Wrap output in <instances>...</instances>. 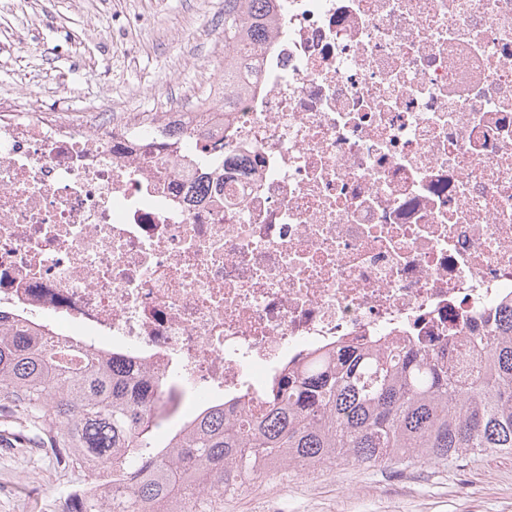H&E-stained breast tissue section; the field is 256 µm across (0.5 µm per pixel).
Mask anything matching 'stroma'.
Wrapping results in <instances>:
<instances>
[{
    "mask_svg": "<svg viewBox=\"0 0 512 512\" xmlns=\"http://www.w3.org/2000/svg\"><path fill=\"white\" fill-rule=\"evenodd\" d=\"M0 15V97L37 96L72 115L105 112L123 101L132 109L165 106L176 83L204 93L220 72L224 0H164L154 15L133 0H19ZM54 460L16 448L0 455V481L16 486L0 512H44L28 499L30 485L60 497L81 481ZM290 512H512V455L484 454L451 465L377 467L346 464L314 472H271L251 489L225 497L224 512H261L268 497Z\"/></svg>",
    "mask_w": 512,
    "mask_h": 512,
    "instance_id": "obj_1",
    "label": "stroma"
}]
</instances>
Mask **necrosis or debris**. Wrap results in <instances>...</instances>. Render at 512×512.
Masks as SVG:
<instances>
[{
	"mask_svg": "<svg viewBox=\"0 0 512 512\" xmlns=\"http://www.w3.org/2000/svg\"><path fill=\"white\" fill-rule=\"evenodd\" d=\"M215 85L156 114L0 102V311L200 412L512 299V0H274Z\"/></svg>",
	"mask_w": 512,
	"mask_h": 512,
	"instance_id": "necrosis-or-debris-1",
	"label": "necrosis or debris"
}]
</instances>
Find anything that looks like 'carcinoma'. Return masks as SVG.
Masks as SVG:
<instances>
[{"label": "carcinoma", "instance_id": "carcinoma-1", "mask_svg": "<svg viewBox=\"0 0 512 512\" xmlns=\"http://www.w3.org/2000/svg\"><path fill=\"white\" fill-rule=\"evenodd\" d=\"M269 0H224V43L265 39L250 23ZM479 359L465 374L453 337L435 344L355 338L288 367L253 413L232 402L184 429L180 401L156 406L159 374L56 344L0 313V444L49 450L63 471L110 476L124 496L69 494L61 512H223L224 497L267 469L445 462L512 454V301L462 337Z\"/></svg>", "mask_w": 512, "mask_h": 512}]
</instances>
